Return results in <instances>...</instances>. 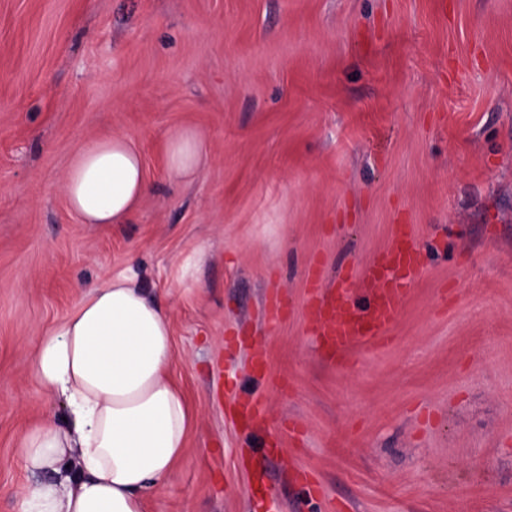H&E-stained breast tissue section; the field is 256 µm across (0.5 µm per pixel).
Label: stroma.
Wrapping results in <instances>:
<instances>
[{"label":"stroma","mask_w":512,"mask_h":512,"mask_svg":"<svg viewBox=\"0 0 512 512\" xmlns=\"http://www.w3.org/2000/svg\"><path fill=\"white\" fill-rule=\"evenodd\" d=\"M180 128L206 153L174 185ZM113 133L151 191L81 223L64 174ZM402 224L424 268L386 341L328 358L310 271L364 295ZM131 266L195 418L144 512H512V0H0V512L35 481L21 433L66 417L36 336ZM254 399L269 428L232 423ZM203 151V141L194 129L182 128L170 134L165 162L168 179L176 184L189 183L196 179ZM207 252L204 248L197 249L194 254L181 262L179 267L178 285L179 290L190 292L196 286V272L199 266L205 261Z\"/></svg>","instance_id":"1"}]
</instances>
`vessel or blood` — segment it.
I'll use <instances>...</instances> for the list:
<instances>
[{
  "instance_id": "vessel-or-blood-1",
  "label": "vessel or blood",
  "mask_w": 512,
  "mask_h": 512,
  "mask_svg": "<svg viewBox=\"0 0 512 512\" xmlns=\"http://www.w3.org/2000/svg\"><path fill=\"white\" fill-rule=\"evenodd\" d=\"M421 270L420 253L409 241L407 231L402 230L394 244L365 269L364 276L373 285L367 304L358 305L348 285L338 288L330 297H323L319 279H311L304 310L320 327L326 350L342 356L357 340L382 334L396 320L410 278ZM232 415L248 426L268 420L266 408L259 403L233 409Z\"/></svg>"
}]
</instances>
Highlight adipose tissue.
I'll return each instance as SVG.
<instances>
[{
    "instance_id": "1",
    "label": "adipose tissue",
    "mask_w": 512,
    "mask_h": 512,
    "mask_svg": "<svg viewBox=\"0 0 512 512\" xmlns=\"http://www.w3.org/2000/svg\"><path fill=\"white\" fill-rule=\"evenodd\" d=\"M203 151L194 129L170 134L168 179H196ZM63 191L83 223H127L149 191L142 153L121 134L88 141ZM174 360L171 315L137 276L78 289L72 310L36 338L31 372L68 416L19 441L26 469L47 476L23 491L22 512H144L145 491L174 476L193 426L170 377Z\"/></svg>"
}]
</instances>
